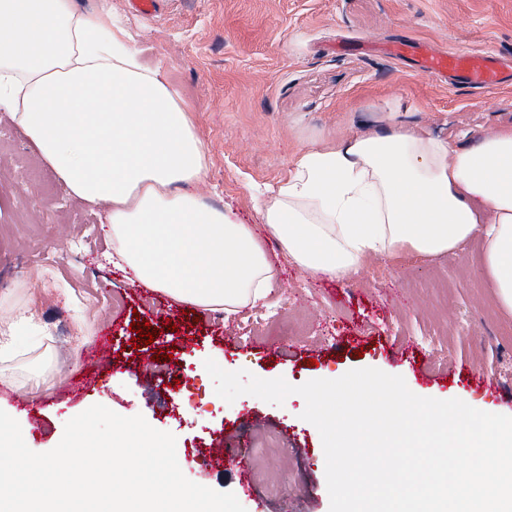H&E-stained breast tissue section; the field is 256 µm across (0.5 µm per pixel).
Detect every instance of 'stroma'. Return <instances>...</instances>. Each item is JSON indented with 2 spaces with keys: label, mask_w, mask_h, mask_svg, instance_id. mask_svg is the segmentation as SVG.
<instances>
[{
  "label": "stroma",
  "mask_w": 512,
  "mask_h": 512,
  "mask_svg": "<svg viewBox=\"0 0 512 512\" xmlns=\"http://www.w3.org/2000/svg\"><path fill=\"white\" fill-rule=\"evenodd\" d=\"M107 9L161 67L195 111L210 153L201 194L252 222L249 185H276L302 147L384 128L392 116L431 136L473 145L512 127V85L486 92L448 85L420 71L415 58L382 47L425 42L437 51L512 56V0H163L151 18L127 0H76ZM101 211L70 197L38 151L0 112V294L17 283L39 290L53 271L81 315L41 294L35 311L49 333L23 341L0 362V410L26 424L35 452L53 449L66 422L95 404L142 415L172 433L184 475L235 494L246 512H330L325 455L317 428L289 406L250 395L226 403L204 367L298 386L373 367L402 376L415 394L469 400L512 416V314L482 275L484 244L398 262L370 259L344 280L316 279L265 236L276 271L265 305L228 315L178 303L131 284L101 262L109 242ZM159 333L133 349L129 326ZM113 332L111 360L89 362L99 336ZM157 359L150 374L140 364ZM48 382L31 389L32 372ZM89 388L69 393L74 377ZM245 438L249 475L215 467L213 444Z\"/></svg>",
  "instance_id": "stroma-1"
}]
</instances>
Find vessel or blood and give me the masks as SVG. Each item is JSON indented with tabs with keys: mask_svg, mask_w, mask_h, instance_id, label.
I'll return each mask as SVG.
<instances>
[{
	"mask_svg": "<svg viewBox=\"0 0 512 512\" xmlns=\"http://www.w3.org/2000/svg\"><path fill=\"white\" fill-rule=\"evenodd\" d=\"M415 52L420 61L421 68L439 79L452 81H465L475 88L493 90L507 83L502 66L497 55L488 54L473 56L458 53H435L428 49L427 45L417 43L411 46L402 44L397 46V54L403 55ZM215 457L224 461L239 474H246L247 462L238 451L237 441H230L224 446L215 448Z\"/></svg>",
	"mask_w": 512,
	"mask_h": 512,
	"instance_id": "vessel-or-blood-1",
	"label": "vessel or blood"
}]
</instances>
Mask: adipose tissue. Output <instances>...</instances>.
Instances as JSON below:
<instances>
[{
  "mask_svg": "<svg viewBox=\"0 0 512 512\" xmlns=\"http://www.w3.org/2000/svg\"><path fill=\"white\" fill-rule=\"evenodd\" d=\"M1 110L70 196L102 210L105 261L175 301L231 314L265 300L275 271L263 228L308 275L332 280L478 236L512 311V127L459 146L396 120L312 144L276 187L252 188L247 224L197 193L208 149L163 69L142 62L110 14L75 0H0ZM4 299L0 355L41 329L35 293Z\"/></svg>",
  "mask_w": 512,
  "mask_h": 512,
  "instance_id": "ef3b65f1",
  "label": "adipose tissue"
}]
</instances>
